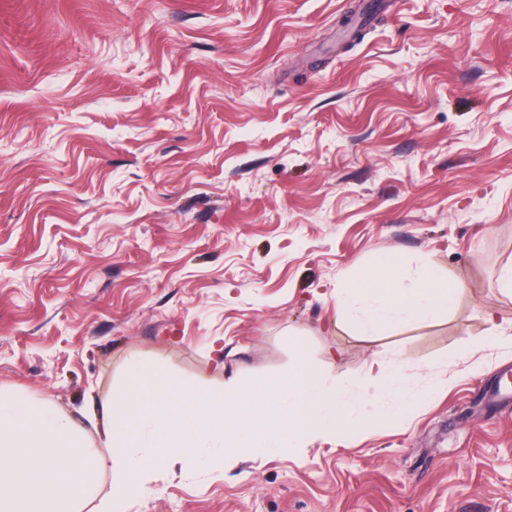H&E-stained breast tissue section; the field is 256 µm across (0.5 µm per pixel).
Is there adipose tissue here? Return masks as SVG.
I'll return each instance as SVG.
<instances>
[{"instance_id":"ef3b65f1","label":"adipose tissue","mask_w":512,"mask_h":512,"mask_svg":"<svg viewBox=\"0 0 512 512\" xmlns=\"http://www.w3.org/2000/svg\"><path fill=\"white\" fill-rule=\"evenodd\" d=\"M393 259L384 258L376 271L355 276L351 286L337 289L336 308L340 320L366 336L383 329L414 322H436L447 318L461 288L435 264L419 269L412 287L389 278ZM378 383L381 413L403 412L427 399V392L410 393L399 385L392 364L378 360L367 371Z\"/></svg>"}]
</instances>
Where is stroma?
Masks as SVG:
<instances>
[{"label": "stroma", "mask_w": 512, "mask_h": 512, "mask_svg": "<svg viewBox=\"0 0 512 512\" xmlns=\"http://www.w3.org/2000/svg\"><path fill=\"white\" fill-rule=\"evenodd\" d=\"M384 254L463 282L447 319L337 320ZM510 260L512 0H0V392L96 443L133 363L253 384L300 339L357 413L379 358L438 387L298 455L159 468L126 512H512V401L482 398Z\"/></svg>", "instance_id": "1"}]
</instances>
